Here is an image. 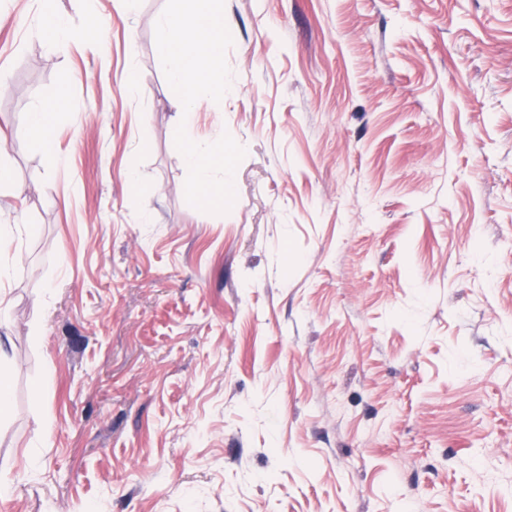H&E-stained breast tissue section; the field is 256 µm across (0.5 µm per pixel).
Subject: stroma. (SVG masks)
Listing matches in <instances>:
<instances>
[{
    "label": "stroma",
    "instance_id": "stroma-1",
    "mask_svg": "<svg viewBox=\"0 0 512 512\" xmlns=\"http://www.w3.org/2000/svg\"><path fill=\"white\" fill-rule=\"evenodd\" d=\"M165 4L0 0V512H512V0H225L222 215ZM41 4L38 26L48 32L54 46L62 50L70 40V32L60 11L59 1H41ZM28 123L32 132L37 136L45 154L51 160H55L56 152L53 113L48 112L46 107L43 105L36 106L28 115Z\"/></svg>",
    "mask_w": 512,
    "mask_h": 512
}]
</instances>
